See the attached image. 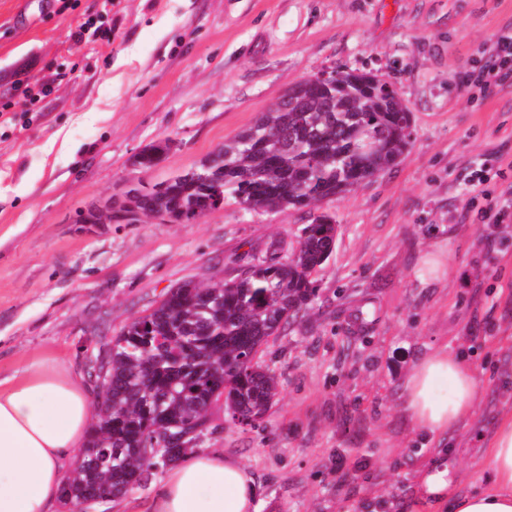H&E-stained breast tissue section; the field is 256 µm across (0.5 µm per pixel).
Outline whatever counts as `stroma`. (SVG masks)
<instances>
[{"mask_svg":"<svg viewBox=\"0 0 512 512\" xmlns=\"http://www.w3.org/2000/svg\"><path fill=\"white\" fill-rule=\"evenodd\" d=\"M91 22L93 42L71 33ZM512 33V0H0V377L86 356L185 280L232 279L294 246L308 210L234 199L190 224H80L128 184L190 169L295 83L373 72L415 116L402 161L318 209L338 225L314 302L262 353L279 397L252 427L223 403L202 447L258 476L263 512H436L416 474L431 457L401 409L410 363L462 346L485 389L451 450L460 485L512 389V84L468 74ZM175 142L156 168L147 145ZM450 242L446 283L419 255Z\"/></svg>","mask_w":512,"mask_h":512,"instance_id":"35a3bbf8","label":"stroma"}]
</instances>
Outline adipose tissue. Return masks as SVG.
Returning a JSON list of instances; mask_svg holds the SVG:
<instances>
[{
  "label": "adipose tissue",
  "instance_id": "obj_1",
  "mask_svg": "<svg viewBox=\"0 0 512 512\" xmlns=\"http://www.w3.org/2000/svg\"><path fill=\"white\" fill-rule=\"evenodd\" d=\"M403 411L413 430L437 442V462L422 468L421 494L448 512H512V411L491 434L482 487L456 490L458 467L444 445L469 425L484 398L478 371L459 347L429 350L409 367ZM96 398L58 360L40 358L0 380V512H49L91 433ZM257 475L215 449L170 465L147 512H260Z\"/></svg>",
  "mask_w": 512,
  "mask_h": 512
}]
</instances>
